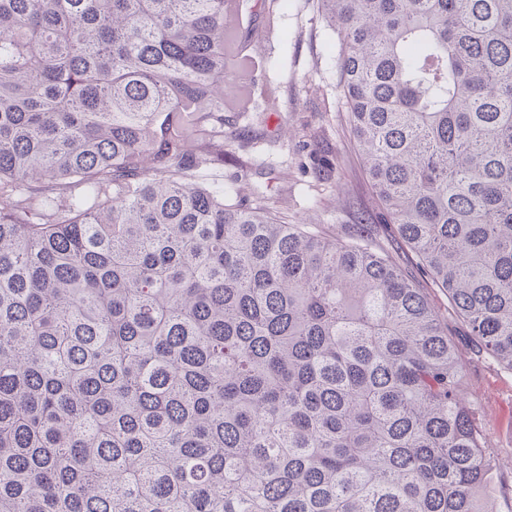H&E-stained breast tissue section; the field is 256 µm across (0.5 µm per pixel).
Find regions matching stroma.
I'll return each mask as SVG.
<instances>
[{"instance_id": "obj_1", "label": "stroma", "mask_w": 512, "mask_h": 512, "mask_svg": "<svg viewBox=\"0 0 512 512\" xmlns=\"http://www.w3.org/2000/svg\"><path fill=\"white\" fill-rule=\"evenodd\" d=\"M258 65L247 108H224V160L194 170L192 182L270 208L292 223L349 240L358 218L375 243L392 252L404 274L438 311L461 357L468 398L493 456L487 496L495 512H512V370L471 348L448 296L379 223L370 188L336 88V36L321 21L318 0H279L252 18Z\"/></svg>"}]
</instances>
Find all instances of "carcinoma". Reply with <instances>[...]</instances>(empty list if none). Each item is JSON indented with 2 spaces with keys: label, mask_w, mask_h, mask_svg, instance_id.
<instances>
[{
  "label": "carcinoma",
  "mask_w": 512,
  "mask_h": 512,
  "mask_svg": "<svg viewBox=\"0 0 512 512\" xmlns=\"http://www.w3.org/2000/svg\"><path fill=\"white\" fill-rule=\"evenodd\" d=\"M320 3L381 219L512 369V0ZM224 42V0H0V512H493L393 255L188 180Z\"/></svg>",
  "instance_id": "obj_1"
}]
</instances>
